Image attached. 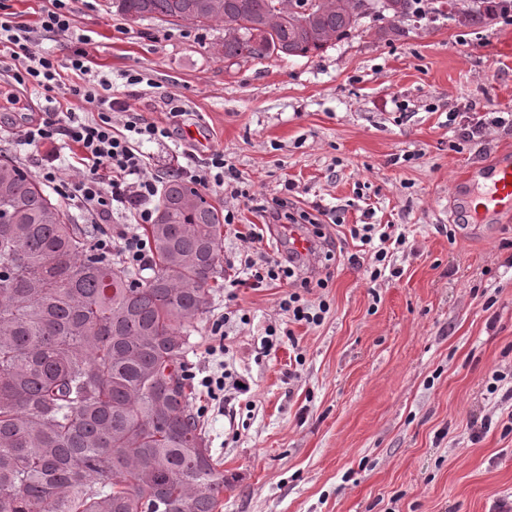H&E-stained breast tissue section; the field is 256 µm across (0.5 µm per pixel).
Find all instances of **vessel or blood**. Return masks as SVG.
Here are the masks:
<instances>
[{"label":"vessel or blood","mask_w":512,"mask_h":512,"mask_svg":"<svg viewBox=\"0 0 512 512\" xmlns=\"http://www.w3.org/2000/svg\"><path fill=\"white\" fill-rule=\"evenodd\" d=\"M472 188H458V213L463 223L485 224L492 217L512 214V154L502 153L492 165L469 171Z\"/></svg>","instance_id":"vessel-or-blood-1"}]
</instances>
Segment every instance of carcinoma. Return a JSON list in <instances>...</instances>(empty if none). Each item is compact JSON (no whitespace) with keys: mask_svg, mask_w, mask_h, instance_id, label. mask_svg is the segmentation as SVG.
<instances>
[{"mask_svg":"<svg viewBox=\"0 0 512 512\" xmlns=\"http://www.w3.org/2000/svg\"><path fill=\"white\" fill-rule=\"evenodd\" d=\"M418 0H110L116 16L200 29L235 24L219 57L314 58L374 14ZM508 0H442L468 16ZM148 274L103 254L0 155V512H222L224 461L208 448L187 378L194 323L224 279V214L192 183L161 187Z\"/></svg>","mask_w":512,"mask_h":512,"instance_id":"cac0c4a2","label":"carcinoma"}]
</instances>
